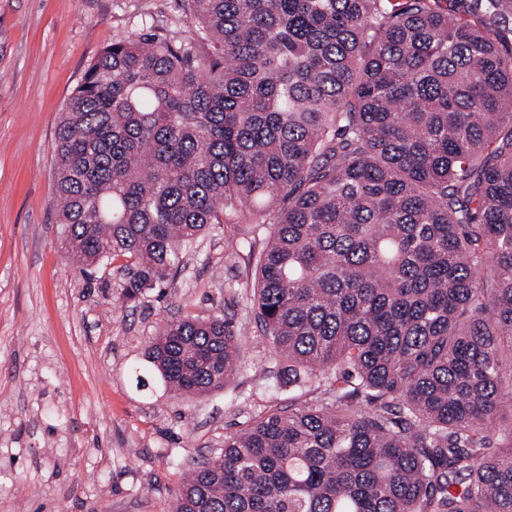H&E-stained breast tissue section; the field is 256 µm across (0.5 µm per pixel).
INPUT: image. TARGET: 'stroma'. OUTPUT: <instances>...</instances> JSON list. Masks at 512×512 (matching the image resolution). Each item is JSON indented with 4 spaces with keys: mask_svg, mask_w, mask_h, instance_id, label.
<instances>
[{
    "mask_svg": "<svg viewBox=\"0 0 512 512\" xmlns=\"http://www.w3.org/2000/svg\"><path fill=\"white\" fill-rule=\"evenodd\" d=\"M188 37L185 0H0V512H172L194 462L290 394L264 390L253 262L211 225L164 292L123 296L124 257L85 276L54 213L59 115L90 62L142 24ZM231 315L244 365L173 395L145 353L167 322Z\"/></svg>",
    "mask_w": 512,
    "mask_h": 512,
    "instance_id": "obj_1",
    "label": "stroma"
}]
</instances>
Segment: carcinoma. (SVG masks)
I'll list each match as a JSON object with an SVG mask.
<instances>
[{"label": "carcinoma", "instance_id": "1", "mask_svg": "<svg viewBox=\"0 0 512 512\" xmlns=\"http://www.w3.org/2000/svg\"><path fill=\"white\" fill-rule=\"evenodd\" d=\"M504 0H187L85 71L55 135L61 239L124 297L211 224L306 400L193 470L175 512H512V27ZM273 225L255 251L256 231ZM232 319L165 325L169 390L226 388Z\"/></svg>", "mask_w": 512, "mask_h": 512}]
</instances>
